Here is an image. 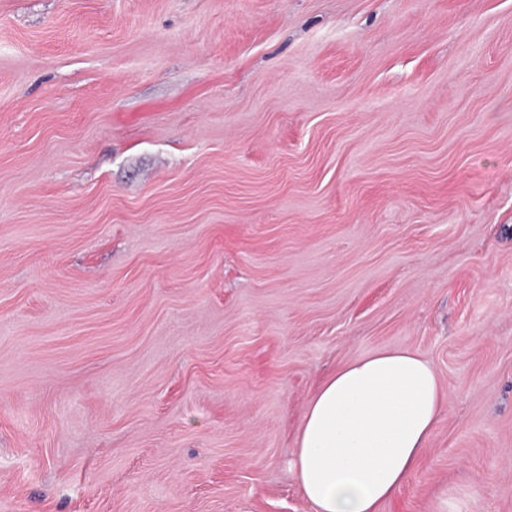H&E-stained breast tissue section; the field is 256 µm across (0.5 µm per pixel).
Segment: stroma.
Instances as JSON below:
<instances>
[{
  "mask_svg": "<svg viewBox=\"0 0 512 512\" xmlns=\"http://www.w3.org/2000/svg\"><path fill=\"white\" fill-rule=\"evenodd\" d=\"M390 348L446 407L380 512H512V0H0V512H313Z\"/></svg>",
  "mask_w": 512,
  "mask_h": 512,
  "instance_id": "35a3bbf8",
  "label": "stroma"
}]
</instances>
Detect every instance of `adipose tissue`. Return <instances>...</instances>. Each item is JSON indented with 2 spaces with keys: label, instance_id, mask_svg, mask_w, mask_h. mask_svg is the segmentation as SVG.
Wrapping results in <instances>:
<instances>
[{
  "label": "adipose tissue",
  "instance_id": "obj_1",
  "mask_svg": "<svg viewBox=\"0 0 512 512\" xmlns=\"http://www.w3.org/2000/svg\"><path fill=\"white\" fill-rule=\"evenodd\" d=\"M445 406L431 362L384 349L325 378L301 418L291 462L314 512H379L407 482Z\"/></svg>",
  "mask_w": 512,
  "mask_h": 512
}]
</instances>
